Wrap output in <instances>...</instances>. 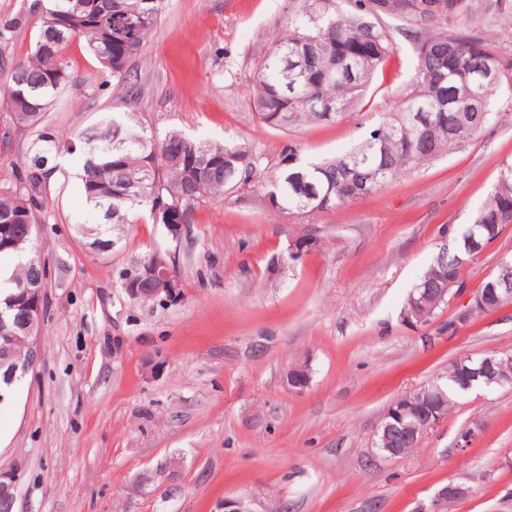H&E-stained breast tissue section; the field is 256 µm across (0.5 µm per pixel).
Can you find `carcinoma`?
<instances>
[{
  "label": "carcinoma",
  "mask_w": 512,
  "mask_h": 512,
  "mask_svg": "<svg viewBox=\"0 0 512 512\" xmlns=\"http://www.w3.org/2000/svg\"><path fill=\"white\" fill-rule=\"evenodd\" d=\"M162 0H22L0 17V47L30 25L39 33L30 53L12 64L0 91L13 126L32 133L29 156L0 181V225H10L12 246L0 257L25 262L0 277V307L14 284H44L48 266L40 253V230L48 218L54 160L62 151L82 157V191L95 221L76 231L112 249L111 225L139 215L157 223L159 205H177L184 223L208 199L222 201L260 193L277 212L306 217L343 206L379 190L404 170L422 166L457 144L475 138L490 123L498 92H512V61L482 35L512 15V0H354L349 12L339 0H292L285 31L258 61L251 87L258 121L270 128L334 123L361 103L365 88L394 53L386 17L419 29L417 61L401 106L389 112L354 149L309 160L288 146L274 164L244 140L217 143L180 131L160 138L135 113L102 120V129L78 133L61 146L44 114L70 82L67 51L84 43L101 73L112 77L131 102L138 96L130 62L141 51ZM512 224V163L502 164L492 191L451 244L437 247L411 291L462 284L463 267ZM489 281L512 289V259ZM440 385L453 405L466 392L457 364Z\"/></svg>",
  "instance_id": "carcinoma-1"
}]
</instances>
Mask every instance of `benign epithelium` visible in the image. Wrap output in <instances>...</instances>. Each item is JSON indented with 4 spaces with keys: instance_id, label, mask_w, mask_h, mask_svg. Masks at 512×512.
Returning a JSON list of instances; mask_svg holds the SVG:
<instances>
[{
    "instance_id": "obj_1",
    "label": "benign epithelium",
    "mask_w": 512,
    "mask_h": 512,
    "mask_svg": "<svg viewBox=\"0 0 512 512\" xmlns=\"http://www.w3.org/2000/svg\"><path fill=\"white\" fill-rule=\"evenodd\" d=\"M144 279H151L157 287L145 290L139 287ZM125 291L128 296L139 302L155 299L160 294H171L180 286L179 276L171 257L158 254L151 261L133 266L124 276ZM512 299L511 288H499L491 285L484 292H479L474 302L460 313L459 321H467L471 312L492 303L500 304ZM11 306L20 307L26 312V325L16 328L4 313H0V374L14 379L25 375L34 367L38 356V338L41 330L43 312V289L33 285L19 283L11 301ZM430 310L427 303L419 298H412L411 308L405 311L407 320L415 323L425 322ZM23 345L27 355L18 353V345ZM468 381L480 377L497 384H512V357L497 354L479 358L476 368L466 370ZM284 382L294 393H302L310 383L308 366L297 363L288 368ZM430 407L422 409L417 402L406 393L396 399L388 409L383 423L381 445L379 450L385 458L397 460L408 453L409 448L416 446L425 432L438 424L447 412L443 411L444 393L440 385L432 383L425 391ZM17 481L11 475L0 472V509L10 512L15 502ZM465 490L455 484L442 487L425 512H447L448 504L461 499Z\"/></svg>"
}]
</instances>
